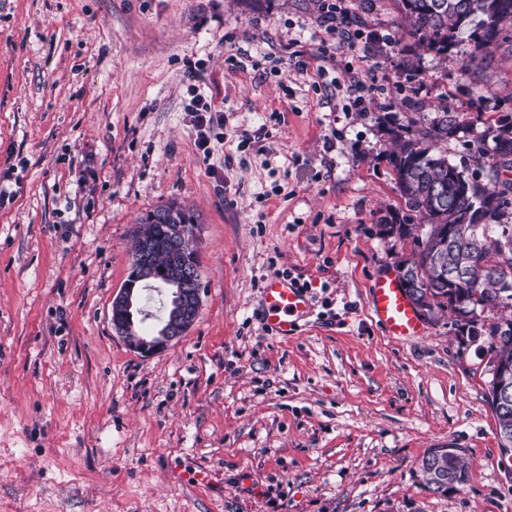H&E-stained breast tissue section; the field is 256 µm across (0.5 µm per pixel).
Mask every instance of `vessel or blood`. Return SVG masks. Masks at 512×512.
I'll return each instance as SVG.
<instances>
[{"label": "vessel or blood", "mask_w": 512, "mask_h": 512, "mask_svg": "<svg viewBox=\"0 0 512 512\" xmlns=\"http://www.w3.org/2000/svg\"><path fill=\"white\" fill-rule=\"evenodd\" d=\"M264 320L277 336L294 335L310 311L309 300L301 288L281 277L269 278L262 290ZM372 316L389 336L411 339L424 335L426 325L402 288L397 277L385 274L370 288Z\"/></svg>", "instance_id": "1"}]
</instances>
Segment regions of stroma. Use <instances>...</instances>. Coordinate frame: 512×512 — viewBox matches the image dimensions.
I'll return each instance as SVG.
<instances>
[{
	"label": "stroma",
	"instance_id": "obj_1",
	"mask_svg": "<svg viewBox=\"0 0 512 512\" xmlns=\"http://www.w3.org/2000/svg\"><path fill=\"white\" fill-rule=\"evenodd\" d=\"M336 3L332 30L322 0H0V512H512L480 352L447 314L399 340L369 310L414 248L379 222L404 206L380 117L447 103L449 159L487 181L472 155L512 121V55L467 76L462 49L413 50L394 0ZM194 95L224 113L207 157ZM171 201L199 217L205 292L144 358L111 302L137 217ZM273 276L311 306L287 338ZM431 448L461 449L464 486L424 484ZM264 320L271 333L277 336L294 335L299 322L309 314L306 294L290 280L269 278L262 289Z\"/></svg>",
	"mask_w": 512,
	"mask_h": 512
}]
</instances>
